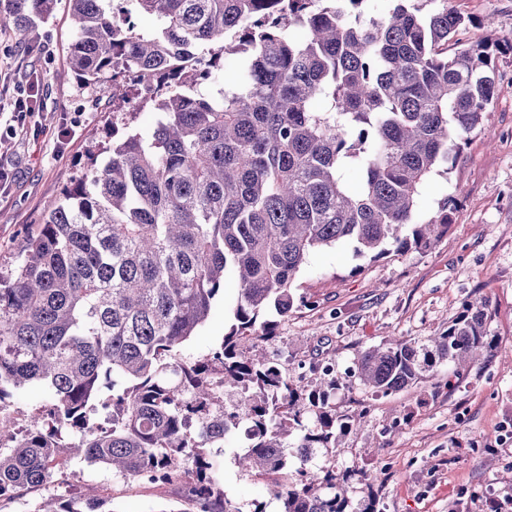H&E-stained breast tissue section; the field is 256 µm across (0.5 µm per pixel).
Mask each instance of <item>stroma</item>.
<instances>
[{
	"instance_id": "35a3bbf8",
	"label": "stroma",
	"mask_w": 512,
	"mask_h": 512,
	"mask_svg": "<svg viewBox=\"0 0 512 512\" xmlns=\"http://www.w3.org/2000/svg\"><path fill=\"white\" fill-rule=\"evenodd\" d=\"M472 18L468 42L512 35V0H450ZM74 33L69 0H54L49 15L22 32L0 33V113L12 110L20 82L39 85L38 135L0 138V161L15 179L0 194V271L20 257L46 201L82 176L88 152L112 126L126 122L149 130L155 113L121 115L112 107V81L82 85L68 65ZM500 92L480 129L448 173L432 175L418 199L421 213L446 195L459 209L432 249L389 252L376 261L341 242L314 251L296 276L297 299L278 318L271 355L298 385L311 390L320 375L314 363L333 366L337 415L357 420L337 441L336 469L351 472L352 500L363 496L371 475L381 512H477L478 498L512 492V54L497 55ZM238 288L226 278L208 320L183 347L187 358L208 354L233 321ZM490 300L487 326L496 345L459 375L440 368L425 383L383 396L353 376L358 351L394 338L424 339L439 333L465 300ZM236 430L212 453L232 505L252 502L280 512L267 482L242 471L237 454L248 447ZM67 483H54L0 503V512H36L46 499L94 489L112 512H191L178 484L155 485L72 458Z\"/></svg>"
}]
</instances>
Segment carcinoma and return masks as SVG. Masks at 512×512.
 Here are the masks:
<instances>
[{"label": "carcinoma", "instance_id": "carcinoma-1", "mask_svg": "<svg viewBox=\"0 0 512 512\" xmlns=\"http://www.w3.org/2000/svg\"><path fill=\"white\" fill-rule=\"evenodd\" d=\"M53 0H10L0 32L26 29ZM71 70L94 86L137 70L160 118L90 152L83 177L41 214L0 273V411L38 387L43 409L21 428L0 417V501L65 475L67 448L133 478L186 483L199 512H242L225 498L209 448L248 423L241 468L270 482L281 512H378L355 504L330 461L353 430L329 391L299 390L261 343L270 311L288 315L292 283L340 241L376 260L427 250L448 230L453 195L422 214V184L446 173L498 94L492 56L512 38L464 43L448 0H70ZM158 17L153 32L133 16ZM216 45L206 67L200 47ZM238 84L218 86L224 63ZM355 166L359 186L342 171ZM234 322L207 355L178 357L227 276ZM486 302L466 301L425 342L358 352L353 375L388 395L493 345ZM229 388L241 389L233 410ZM37 512H104L84 493Z\"/></svg>", "mask_w": 512, "mask_h": 512}]
</instances>
